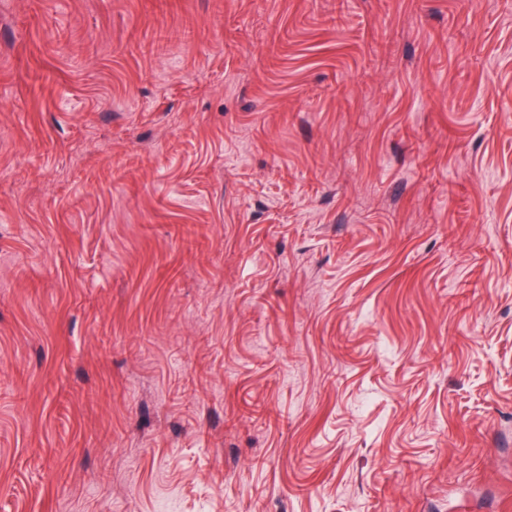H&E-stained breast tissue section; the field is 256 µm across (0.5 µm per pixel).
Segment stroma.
Segmentation results:
<instances>
[{
    "instance_id": "obj_1",
    "label": "stroma",
    "mask_w": 512,
    "mask_h": 512,
    "mask_svg": "<svg viewBox=\"0 0 512 512\" xmlns=\"http://www.w3.org/2000/svg\"><path fill=\"white\" fill-rule=\"evenodd\" d=\"M512 512V0H0V512Z\"/></svg>"
}]
</instances>
